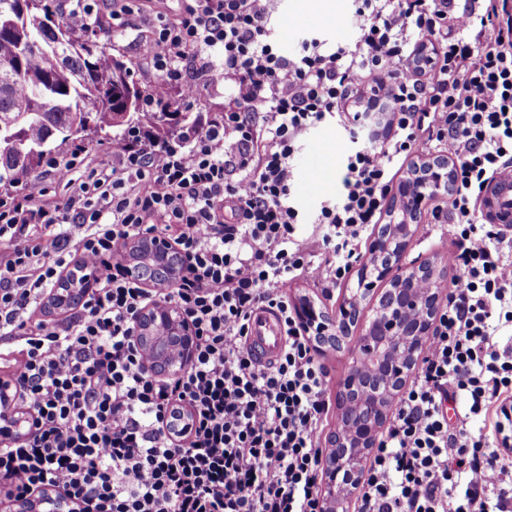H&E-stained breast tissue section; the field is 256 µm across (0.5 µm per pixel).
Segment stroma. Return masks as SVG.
<instances>
[{
	"instance_id": "35a3bbf8",
	"label": "stroma",
	"mask_w": 512,
	"mask_h": 512,
	"mask_svg": "<svg viewBox=\"0 0 512 512\" xmlns=\"http://www.w3.org/2000/svg\"><path fill=\"white\" fill-rule=\"evenodd\" d=\"M95 3L91 24L97 39L107 43L112 55L130 66L134 82L143 88L149 86L156 74L150 61L142 57L140 46L150 39L156 15L162 14L169 20H176L179 14L178 0H140L139 14L122 26L114 25L112 21V12L119 7L117 0H95ZM352 5V0H274L271 29L278 42L288 51L295 48L298 38L309 33L332 41L346 42L352 38L348 25ZM189 76L197 87L196 96L187 100L180 91H172L171 109L187 114L189 121L195 122L197 128L202 129L221 119L231 90L221 84H209L197 71H190ZM311 138L313 143H327L328 150L316 168L309 167L307 162L310 145L303 146L295 158V182L310 180L319 187L316 194H301L297 197L305 218L297 232L303 237L314 232L313 220L321 202L335 199L344 160L354 148L348 127L333 116L326 117L313 131ZM51 155L61 161L77 159L79 171L84 172L100 162L111 160L112 146L107 142L102 144L96 141L70 140L63 144L56 142L51 146ZM446 201L447 198L443 195L427 201L422 214L423 227L419 238L407 253L408 259L412 260L421 255L442 257L452 249L453 238L449 232L441 233L431 229L434 222L433 210L445 205ZM356 286L357 274L353 271L327 294L315 285L312 278L306 277L294 282L288 295L291 303H298L301 297L307 296L333 310L350 296Z\"/></svg>"
}]
</instances>
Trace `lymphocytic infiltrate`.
I'll use <instances>...</instances> for the list:
<instances>
[{
	"label": "lymphocytic infiltrate",
	"instance_id": "f902f5d3",
	"mask_svg": "<svg viewBox=\"0 0 512 512\" xmlns=\"http://www.w3.org/2000/svg\"><path fill=\"white\" fill-rule=\"evenodd\" d=\"M142 51L152 89L192 97L201 55L232 97L220 121L186 146L133 130L118 165L88 174L48 159L70 193L45 187L0 196V369L16 407L33 417L0 436V512L44 488L70 512H321V433L327 373L288 298L318 274L340 284L370 226L388 211L394 179L413 155L453 162L448 222L458 269L425 355L371 458L360 512H512V457L474 434V417L512 402V231L486 225L480 196L512 168V0H354L356 37L315 36L284 52L270 0H181ZM376 94L387 134L350 152L335 201L303 238L294 155L327 115L357 120ZM160 233L184 254L158 288L131 279L119 257ZM95 275L76 307L55 316L47 295L73 265ZM178 306L197 337L175 380L151 377L132 344L146 307ZM276 311L286 344L264 364L246 346L257 310ZM459 395L467 410L449 421ZM190 408V432L166 421Z\"/></svg>",
	"mask_w": 512,
	"mask_h": 512
}]
</instances>
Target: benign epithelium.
I'll list each match as a JSON object with an SVG mask.
<instances>
[{
    "label": "benign epithelium",
    "instance_id": "7a95c632",
    "mask_svg": "<svg viewBox=\"0 0 512 512\" xmlns=\"http://www.w3.org/2000/svg\"><path fill=\"white\" fill-rule=\"evenodd\" d=\"M446 156L422 158L412 167L410 180L400 181L393 190L392 224L380 227L368 246V254L357 269L358 291L336 312H329L304 297L298 316L312 334L313 350L319 355L348 348L353 330L356 348L353 365L336 394L339 416L347 425L338 426L321 450L322 484L319 498L322 512H342L344 504L364 481L367 455L376 447L387 422L392 399L403 389L433 334L436 317L446 296L439 288L428 295L415 296V278L426 272L444 275L448 264L434 257L404 262V255L418 236L426 202L448 193ZM146 252L158 259L148 273L138 259ZM127 273L150 287H158L179 276L184 263L170 241L158 234H146L122 251ZM91 277L74 280L68 288L56 286L51 294L59 304L73 305L83 298L82 289ZM372 305V315L362 307ZM134 340L150 354L146 371L156 377L176 378L191 363L196 338L183 313L175 306L159 302L140 315ZM31 416H19L8 408L0 415V432L15 435L32 424ZM67 502L46 491L30 499L19 512H66Z\"/></svg>",
    "mask_w": 512,
    "mask_h": 512
}]
</instances>
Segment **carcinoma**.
Wrapping results in <instances>:
<instances>
[{"label":"carcinoma","instance_id":"obj_1","mask_svg":"<svg viewBox=\"0 0 512 512\" xmlns=\"http://www.w3.org/2000/svg\"><path fill=\"white\" fill-rule=\"evenodd\" d=\"M66 32L65 45L50 46L55 31ZM126 64L107 47L80 37L53 14L49 0H0V188L31 177L57 138L66 141L92 122L91 132L111 136L117 127H149L164 141L184 139L187 127L169 99L157 111H141L150 92L137 85L130 111H114L112 98L126 90L119 71Z\"/></svg>","mask_w":512,"mask_h":512}]
</instances>
